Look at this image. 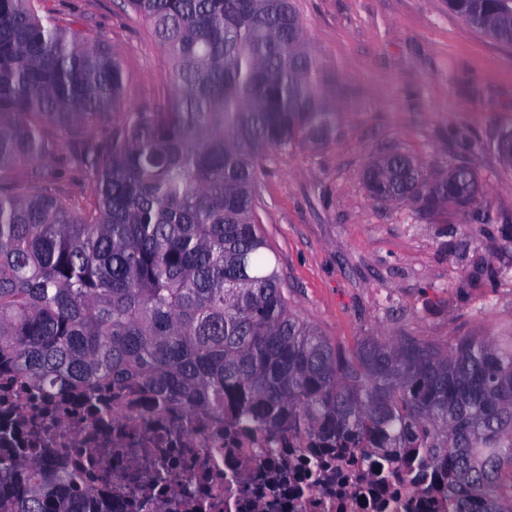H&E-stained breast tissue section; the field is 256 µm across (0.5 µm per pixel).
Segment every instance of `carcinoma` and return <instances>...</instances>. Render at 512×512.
Returning <instances> with one entry per match:
<instances>
[{
    "label": "carcinoma",
    "mask_w": 512,
    "mask_h": 512,
    "mask_svg": "<svg viewBox=\"0 0 512 512\" xmlns=\"http://www.w3.org/2000/svg\"><path fill=\"white\" fill-rule=\"evenodd\" d=\"M169 67L123 113L119 55L34 0H0V389L140 391L317 448L410 459L448 512H512V336L364 340L351 358L295 314L255 216L270 150L335 137L293 0H124ZM512 44V0H448ZM94 183L65 190L60 150ZM370 194L483 223L478 176L372 164ZM0 512H112L80 475L0 459Z\"/></svg>",
    "instance_id": "cac0c4a2"
}]
</instances>
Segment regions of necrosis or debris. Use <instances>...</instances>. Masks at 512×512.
I'll use <instances>...</instances> for the list:
<instances>
[{"label": "necrosis or debris", "mask_w": 512, "mask_h": 512, "mask_svg": "<svg viewBox=\"0 0 512 512\" xmlns=\"http://www.w3.org/2000/svg\"><path fill=\"white\" fill-rule=\"evenodd\" d=\"M38 449L67 467L91 464L112 512H446L426 482L380 472L357 449L305 464L300 440H273L139 394L97 418L83 406L0 399V456Z\"/></svg>", "instance_id": "1"}]
</instances>
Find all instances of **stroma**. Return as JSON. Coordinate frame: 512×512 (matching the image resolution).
<instances>
[{
  "label": "stroma",
  "mask_w": 512,
  "mask_h": 512,
  "mask_svg": "<svg viewBox=\"0 0 512 512\" xmlns=\"http://www.w3.org/2000/svg\"><path fill=\"white\" fill-rule=\"evenodd\" d=\"M320 65L336 136L266 153L257 216L296 313L343 355L368 338L454 344L512 333V169L495 145L512 129V45L451 12L448 0H296ZM42 16L116 49L126 107L151 105L166 68L121 0H38ZM463 130L467 141L454 140ZM406 153L425 173L472 168L486 224L410 202L382 203L369 163Z\"/></svg>",
  "instance_id": "stroma-1"
}]
</instances>
